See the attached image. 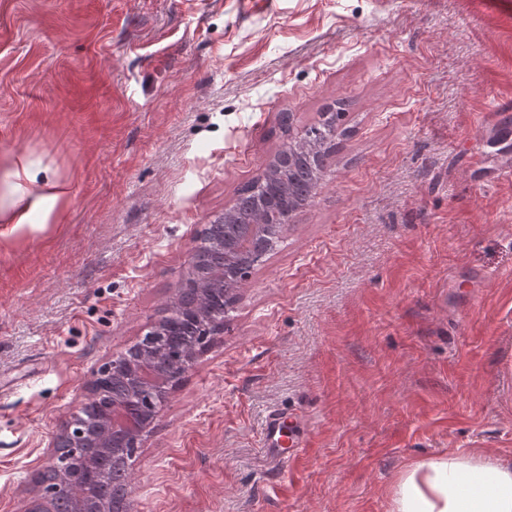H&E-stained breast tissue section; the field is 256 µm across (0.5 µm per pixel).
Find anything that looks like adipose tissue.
I'll return each instance as SVG.
<instances>
[{
  "mask_svg": "<svg viewBox=\"0 0 512 512\" xmlns=\"http://www.w3.org/2000/svg\"><path fill=\"white\" fill-rule=\"evenodd\" d=\"M13 198L0 224L21 228L33 214L50 219L63 186L26 159L8 173ZM390 512H512V466L490 454L451 453L411 464L392 485Z\"/></svg>",
  "mask_w": 512,
  "mask_h": 512,
  "instance_id": "obj_1",
  "label": "adipose tissue"
}]
</instances>
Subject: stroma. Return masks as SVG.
Wrapping results in <instances>:
<instances>
[{"instance_id": "stroma-1", "label": "stroma", "mask_w": 512, "mask_h": 512, "mask_svg": "<svg viewBox=\"0 0 512 512\" xmlns=\"http://www.w3.org/2000/svg\"><path fill=\"white\" fill-rule=\"evenodd\" d=\"M343 112L127 470L131 512H388L408 465H512V0H0V173L69 193L0 234V512L200 235ZM309 445L263 444L272 411Z\"/></svg>"}]
</instances>
